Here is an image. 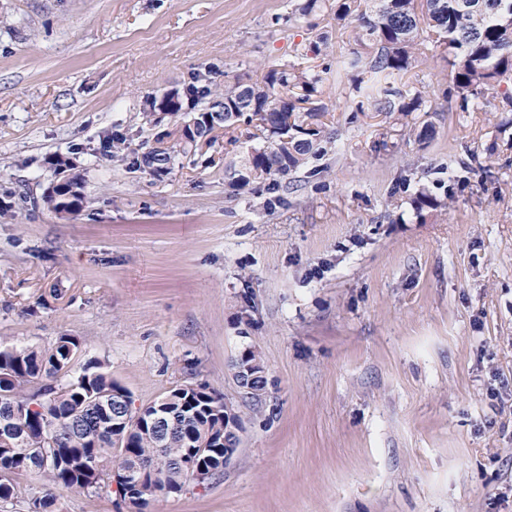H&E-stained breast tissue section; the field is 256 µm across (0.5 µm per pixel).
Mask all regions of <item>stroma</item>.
<instances>
[{
	"label": "stroma",
	"mask_w": 512,
	"mask_h": 512,
	"mask_svg": "<svg viewBox=\"0 0 512 512\" xmlns=\"http://www.w3.org/2000/svg\"><path fill=\"white\" fill-rule=\"evenodd\" d=\"M288 0H0V342L104 364L134 407L207 384L243 422L220 478L153 512H512V129L457 111L443 51L407 79L437 111L418 144L359 112L335 67L354 47ZM323 73L327 155L239 193L231 167L263 147L177 154L155 175L114 163L155 145L142 103L211 71L265 62ZM75 158L84 207L55 214L46 159ZM449 194L417 221L416 183ZM266 394L232 369L246 350ZM53 512H126L116 494L57 490ZM234 376L239 386L246 392L250 391V385L254 380L265 378V368L259 358L247 363L245 359H237L234 363ZM266 379L255 383L253 390L249 393L250 397L256 401L265 393Z\"/></svg>",
	"instance_id": "obj_1"
}]
</instances>
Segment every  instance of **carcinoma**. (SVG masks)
Segmentation results:
<instances>
[{
    "label": "carcinoma",
    "instance_id": "1",
    "mask_svg": "<svg viewBox=\"0 0 512 512\" xmlns=\"http://www.w3.org/2000/svg\"><path fill=\"white\" fill-rule=\"evenodd\" d=\"M304 0L298 8L306 17L332 10L336 20L352 25L355 48L336 67V81L352 82L356 109L407 117L435 111L426 93L399 82L416 68L432 44L448 57V77L458 111L483 112L493 102L504 113L498 133L512 127V0ZM260 82L248 76L218 84L211 74H199L181 87V103H164L156 95L143 101L146 119L159 124L163 111L194 115L198 137L183 141L196 150L200 140L212 144L211 133L240 123L254 125L253 137L265 146L242 157L231 186L241 189L251 180H277L322 150L326 107L320 99L322 76L295 62L268 63ZM101 140L114 162L128 158L126 141L108 130ZM175 156L154 149L136 160L152 174L172 169ZM45 203L60 215L82 209L81 185L74 177L51 186ZM412 207L421 221L446 210L448 200L419 189ZM81 348L73 336L58 337L47 351L0 343V502L17 495L12 475L37 474L42 483L29 497L30 512H50L58 489L112 492L113 475H130L134 493H119L133 512H148L160 498L181 494L189 480L180 466L188 458L198 466L223 473L224 449L213 440L224 435V395L204 385L198 390L178 386L145 406L148 413L168 417L162 436L126 422L112 428V406L132 402L129 391L98 361L78 375L72 361ZM126 447H114L113 437Z\"/></svg>",
    "mask_w": 512,
    "mask_h": 512
}]
</instances>
